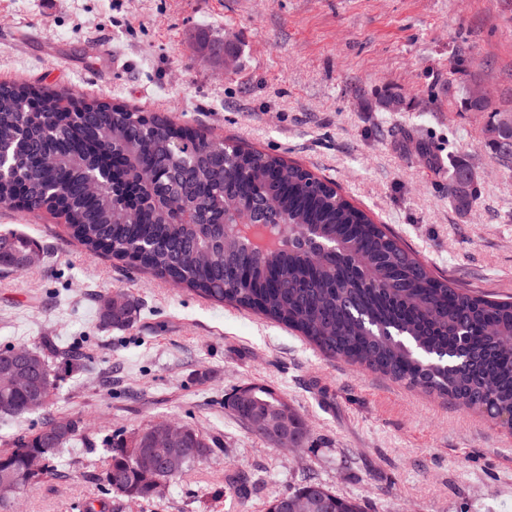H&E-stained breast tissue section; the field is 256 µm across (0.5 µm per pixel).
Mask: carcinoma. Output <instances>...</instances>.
<instances>
[{
    "label": "carcinoma",
    "instance_id": "obj_1",
    "mask_svg": "<svg viewBox=\"0 0 512 512\" xmlns=\"http://www.w3.org/2000/svg\"><path fill=\"white\" fill-rule=\"evenodd\" d=\"M72 99L29 85L0 84V155L10 169L0 175V202L19 200L30 212L47 209L88 251L184 284L204 298L256 312L299 332L326 356L368 367L395 382L420 387L460 407L479 408L492 419L512 415V301L462 292L435 275L382 224L330 184L276 154L230 144L217 136L176 130L162 117L146 118L123 106L94 102L63 122L57 113ZM500 122L492 118L485 145L506 162L512 150L498 146ZM150 183L156 194L174 188L188 200L193 223L135 200L130 182ZM112 183L94 195L86 185L100 164ZM263 166L255 181L249 171ZM448 183L454 208L468 212L478 200L477 178L456 161ZM265 208L268 221L288 218L280 246L260 251L231 228L235 214ZM32 241L0 235V266L11 267ZM99 320L128 328L137 304L125 298L115 309L101 299ZM229 397L242 423L274 413L287 399L263 385ZM28 392L0 377V416L29 413ZM62 439L46 454L44 477L57 472V451L77 440L71 420H50L0 454V477L24 472L29 452ZM293 447L307 440L304 421L293 414ZM184 459L139 468L133 442L108 444V489H130L142 500L164 496L171 484L213 454L208 440L188 428ZM258 479L236 474L230 484L246 499ZM325 503V512H362L360 504L321 483L301 487Z\"/></svg>",
    "mask_w": 512,
    "mask_h": 512
}]
</instances>
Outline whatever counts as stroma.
<instances>
[{"label": "stroma", "mask_w": 512, "mask_h": 512, "mask_svg": "<svg viewBox=\"0 0 512 512\" xmlns=\"http://www.w3.org/2000/svg\"><path fill=\"white\" fill-rule=\"evenodd\" d=\"M0 83L72 93L281 154L335 183L449 280L512 297V168L486 147L512 113V0H0ZM486 93L488 113L464 101ZM430 144L433 155L416 151ZM442 158L435 166L434 158ZM477 176L472 211L448 200L451 161ZM38 263L0 268V348L59 351L47 413L0 418V452L46 418L85 437L58 475L5 512H231V473H259L245 512L307 482L363 512H512V430L473 409L322 354L298 333L92 255L51 212L0 208V235ZM137 300L103 327L99 297ZM262 384L304 420L278 449L227 409ZM167 421L211 444L151 501L108 491L112 435ZM124 305L119 309L112 307L110 299L103 297L99 302L98 315L102 325L108 328H129L133 325L137 315V304L133 299L122 295Z\"/></svg>", "instance_id": "35a3bbf8"}]
</instances>
